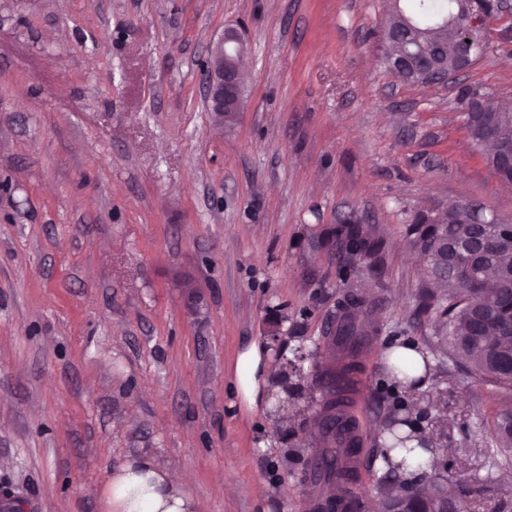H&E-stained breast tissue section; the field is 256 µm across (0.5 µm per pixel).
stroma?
Listing matches in <instances>:
<instances>
[{
	"mask_svg": "<svg viewBox=\"0 0 512 512\" xmlns=\"http://www.w3.org/2000/svg\"><path fill=\"white\" fill-rule=\"evenodd\" d=\"M383 0H0V492L23 512H102L99 486L148 453L192 477L201 512H311L313 382L346 292L376 301L348 411L350 489L377 512L394 405L430 438L428 478L486 486L467 512H512L485 415L512 400L437 354L408 226L475 203L512 224V187L463 127L462 91L512 106V23L448 84L413 85L380 50ZM251 48L245 108L210 112L200 65L229 26ZM353 220L384 242L345 273L316 240ZM266 351L265 397L234 373ZM429 359L424 385L388 350ZM301 357L287 384L279 376ZM234 370L242 403L252 409L257 405L266 382L262 349L256 344L246 347L238 355Z\"/></svg>",
	"mask_w": 512,
	"mask_h": 512,
	"instance_id": "stroma-1",
	"label": "stroma"
}]
</instances>
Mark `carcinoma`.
<instances>
[{"label":"carcinoma","instance_id":"carcinoma-1","mask_svg":"<svg viewBox=\"0 0 512 512\" xmlns=\"http://www.w3.org/2000/svg\"><path fill=\"white\" fill-rule=\"evenodd\" d=\"M470 4L465 0H401L399 7L386 9L382 34L396 36V45L416 49L435 40L448 41L454 47L461 30L457 19ZM473 229L471 213L460 207L448 214L441 224L413 222L409 235L417 253L425 255L424 278L443 283L448 288V297L439 300L425 296L426 310L439 314V332L448 338V358L464 361L476 382L512 392V224L488 225L487 245L474 272L461 273L450 266L442 269L436 257V241L441 236L448 241L463 242ZM331 249L345 248V253L357 258L366 267L378 265L380 245L363 234L362 227L353 221L338 224L321 240ZM355 308H368L359 298L347 299L341 316V325L332 339L340 350L337 366L319 375L321 388L318 403V424L321 440L318 448V466L327 473L325 481L347 485L353 479V470L338 463L336 447L343 454H353L358 443L350 438L341 439L336 425L348 420L347 399L340 394V384H354L358 372V358L368 337L377 333L368 316L358 317ZM493 439V451L501 459L499 466L512 465V410L496 411L489 425ZM416 430L411 416H393L389 433V449L403 453V459L387 463L400 469L405 466L406 456L415 451L411 447L412 431ZM387 497L399 495L413 512L427 507L428 498L435 487L422 483L421 479L404 482L392 479L381 485ZM487 488L464 482L458 485L457 503L481 495Z\"/></svg>","mask_w":512,"mask_h":512}]
</instances>
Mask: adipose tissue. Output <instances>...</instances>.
<instances>
[{
	"label": "adipose tissue",
	"instance_id": "obj_1",
	"mask_svg": "<svg viewBox=\"0 0 512 512\" xmlns=\"http://www.w3.org/2000/svg\"><path fill=\"white\" fill-rule=\"evenodd\" d=\"M245 407L257 405L265 386L266 364L257 345L246 347L234 366ZM106 512H197L186 478L148 454L129 458L100 488Z\"/></svg>",
	"mask_w": 512,
	"mask_h": 512
}]
</instances>
